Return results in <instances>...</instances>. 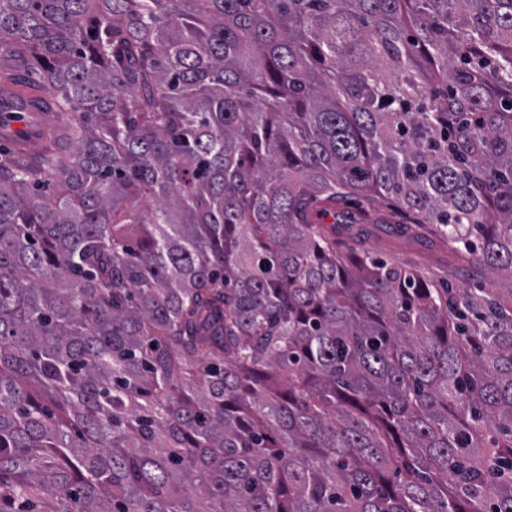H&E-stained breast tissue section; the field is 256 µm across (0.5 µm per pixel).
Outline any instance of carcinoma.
I'll use <instances>...</instances> for the list:
<instances>
[{
	"label": "carcinoma",
	"instance_id": "cac0c4a2",
	"mask_svg": "<svg viewBox=\"0 0 512 512\" xmlns=\"http://www.w3.org/2000/svg\"><path fill=\"white\" fill-rule=\"evenodd\" d=\"M8 84L0 512H512V0H0ZM16 91L11 93H5L0 98V112L2 117L6 115L11 116H28L34 112L32 100L37 98H45L41 93H38L27 87H16ZM351 199L339 203L336 208L357 211L363 206L370 213L365 221L367 223L363 224H379L370 226L367 242L375 255L416 267L433 285L440 288L447 282L454 288H498L499 283L506 282L499 278L493 279L485 270L457 258L427 229L418 231L422 237L417 240L407 241L399 238L395 233L397 226L394 224H412L415 227L416 221L412 216L399 212L390 201L362 199L363 202H359L353 200L356 197Z\"/></svg>",
	"mask_w": 512,
	"mask_h": 512
}]
</instances>
